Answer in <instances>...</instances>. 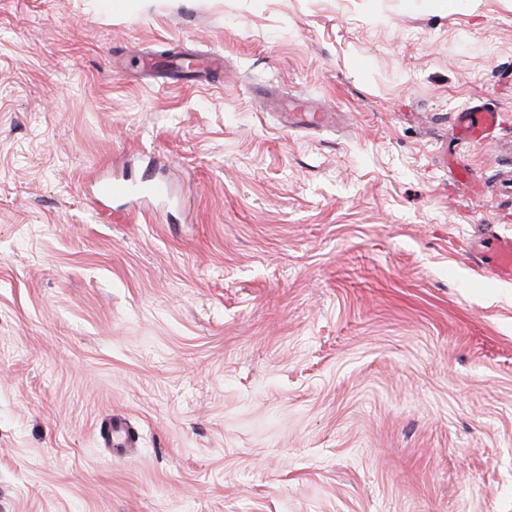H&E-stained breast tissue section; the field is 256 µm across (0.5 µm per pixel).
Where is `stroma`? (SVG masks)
<instances>
[{
	"label": "stroma",
	"mask_w": 512,
	"mask_h": 512,
	"mask_svg": "<svg viewBox=\"0 0 512 512\" xmlns=\"http://www.w3.org/2000/svg\"><path fill=\"white\" fill-rule=\"evenodd\" d=\"M497 236L512 0H0V512H512ZM302 107L303 104L299 100L289 104L288 112L285 113V127L291 128L296 120L303 119L314 126H327L333 124L336 120L334 109L324 108L319 111L305 112ZM503 123L500 112L484 110L475 112L470 119V135L475 140H483L495 132ZM97 200L100 203L112 200H138L161 204L167 201L165 185L153 176L136 179L96 176ZM98 439L113 457L128 459L135 454L138 437L131 421L122 414L103 419L97 429Z\"/></svg>",
	"instance_id": "35a3bbf8"
}]
</instances>
